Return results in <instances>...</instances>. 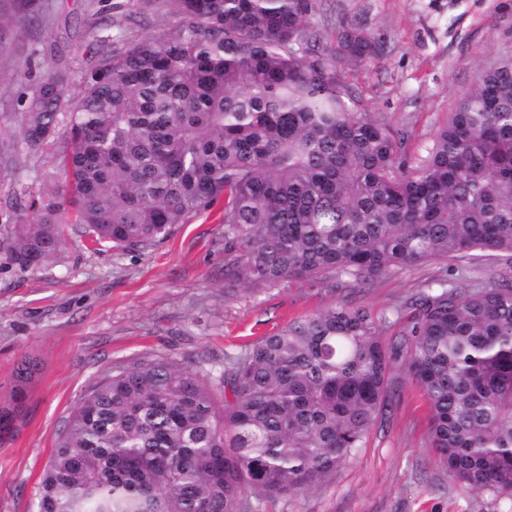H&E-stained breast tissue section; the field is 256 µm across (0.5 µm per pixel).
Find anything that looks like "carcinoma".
Returning <instances> with one entry per match:
<instances>
[{
    "instance_id": "obj_1",
    "label": "carcinoma",
    "mask_w": 512,
    "mask_h": 512,
    "mask_svg": "<svg viewBox=\"0 0 512 512\" xmlns=\"http://www.w3.org/2000/svg\"><path fill=\"white\" fill-rule=\"evenodd\" d=\"M176 21L120 48L102 37L73 100L61 70L33 84L0 177L64 137L63 180L5 212L11 260L39 268L62 217L114 249H144L217 205L224 281L328 279L353 289L431 261L512 263V57L481 69L426 154L361 111L347 70L380 45L361 27L323 47L314 0H162ZM341 302L224 361V407L181 363L145 359L82 398L37 512H244L325 479L393 405L399 368L430 408L428 450L475 488L512 496V279L411 301L385 341ZM32 377L0 406L16 429Z\"/></svg>"
}]
</instances>
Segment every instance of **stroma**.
I'll return each instance as SVG.
<instances>
[{"mask_svg": "<svg viewBox=\"0 0 512 512\" xmlns=\"http://www.w3.org/2000/svg\"><path fill=\"white\" fill-rule=\"evenodd\" d=\"M310 25L323 44L343 23L380 37L383 50L348 74L373 118L405 131L409 156L424 154L479 67L512 56V0H316ZM0 128L17 130L19 100L43 69L82 90L98 37L160 33L173 18L159 0H25L0 7ZM58 150L29 151L0 179V209L20 187H53ZM220 208L178 225L160 245L122 251L67 225L55 259L12 264L0 223V401L22 360L35 368L25 418L0 445V512H37L42 476L83 395L112 370L143 359L189 366L223 398L224 359L292 320L341 301L327 280H293L256 292L224 290ZM473 282L503 272L494 259L434 261L377 279L359 301L401 334L412 299L446 270ZM401 397L367 441L320 483L275 500L248 495L246 512H512V498L451 476L427 448L429 411L404 373Z\"/></svg>", "mask_w": 512, "mask_h": 512, "instance_id": "1", "label": "stroma"}]
</instances>
